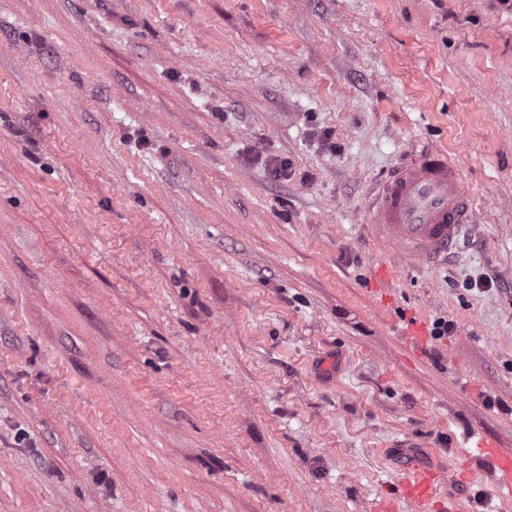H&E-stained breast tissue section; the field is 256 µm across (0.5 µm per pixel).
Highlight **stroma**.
I'll return each mask as SVG.
<instances>
[{
  "label": "stroma",
  "instance_id": "obj_1",
  "mask_svg": "<svg viewBox=\"0 0 512 512\" xmlns=\"http://www.w3.org/2000/svg\"><path fill=\"white\" fill-rule=\"evenodd\" d=\"M418 144L477 208L435 267L364 227ZM473 434L512 453V12L0 0V512H409L410 464L512 512Z\"/></svg>",
  "mask_w": 512,
  "mask_h": 512
}]
</instances>
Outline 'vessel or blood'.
I'll list each match as a JSON object with an SVG mask.
<instances>
[{
  "label": "vessel or blood",
  "mask_w": 512,
  "mask_h": 512,
  "mask_svg": "<svg viewBox=\"0 0 512 512\" xmlns=\"http://www.w3.org/2000/svg\"><path fill=\"white\" fill-rule=\"evenodd\" d=\"M371 236L383 252L404 261L433 263L451 252L462 226L473 223L475 209L458 165L444 154L409 152L377 183L367 201ZM479 454L493 459L499 483L512 490V455L480 439ZM442 474L417 469L402 482L399 496L413 512H431Z\"/></svg>",
  "instance_id": "obj_1"
}]
</instances>
